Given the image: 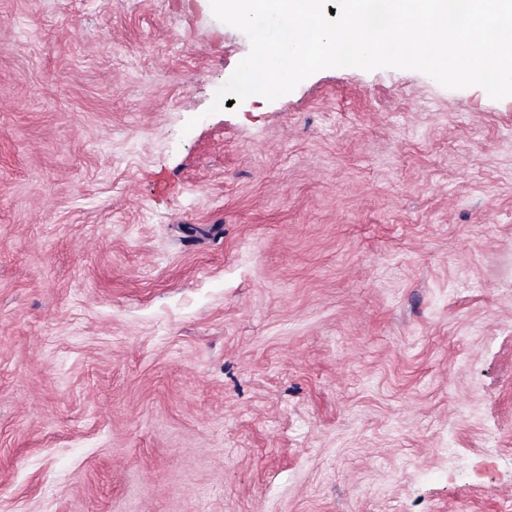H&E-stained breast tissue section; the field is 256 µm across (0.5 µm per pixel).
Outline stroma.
I'll return each mask as SVG.
<instances>
[{
  "instance_id": "obj_1",
  "label": "stroma",
  "mask_w": 512,
  "mask_h": 512,
  "mask_svg": "<svg viewBox=\"0 0 512 512\" xmlns=\"http://www.w3.org/2000/svg\"><path fill=\"white\" fill-rule=\"evenodd\" d=\"M249 51L0 0V512H512V96Z\"/></svg>"
}]
</instances>
